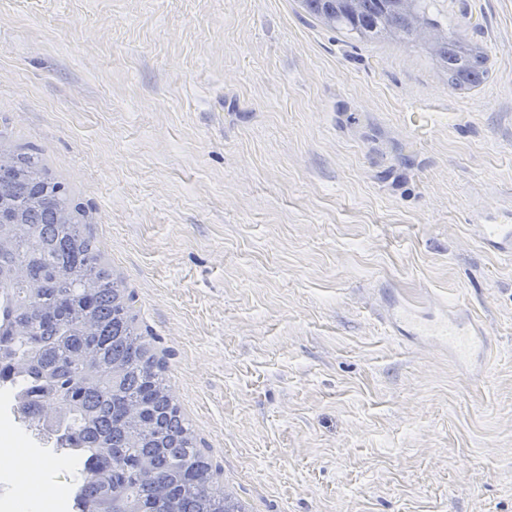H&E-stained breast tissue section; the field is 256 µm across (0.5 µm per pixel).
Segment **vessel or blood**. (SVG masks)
I'll use <instances>...</instances> for the list:
<instances>
[{
	"label": "vessel or blood",
	"instance_id": "vessel-or-blood-1",
	"mask_svg": "<svg viewBox=\"0 0 512 512\" xmlns=\"http://www.w3.org/2000/svg\"><path fill=\"white\" fill-rule=\"evenodd\" d=\"M477 236L488 250L512 255V224L489 222L478 225ZM392 319L402 331L415 336H432L451 348L458 357L468 359L485 353L488 344L470 319L440 306L438 312L424 314L413 303H399Z\"/></svg>",
	"mask_w": 512,
	"mask_h": 512
}]
</instances>
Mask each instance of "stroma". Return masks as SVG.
Here are the masks:
<instances>
[{
  "instance_id": "1",
  "label": "stroma",
  "mask_w": 512,
  "mask_h": 512,
  "mask_svg": "<svg viewBox=\"0 0 512 512\" xmlns=\"http://www.w3.org/2000/svg\"><path fill=\"white\" fill-rule=\"evenodd\" d=\"M429 12L483 85L298 0H0V132L91 213L248 512H512V255L472 232L512 216V0ZM396 298L491 356L397 336Z\"/></svg>"
}]
</instances>
